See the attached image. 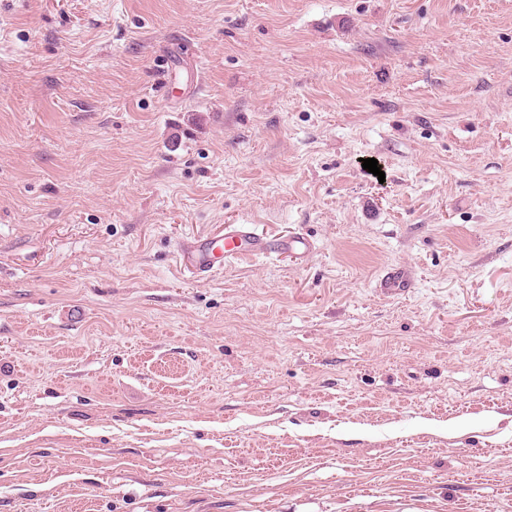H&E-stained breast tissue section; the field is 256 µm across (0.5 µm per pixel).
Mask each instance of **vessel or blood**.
Instances as JSON below:
<instances>
[{
    "instance_id": "obj_1",
    "label": "vessel or blood",
    "mask_w": 512,
    "mask_h": 512,
    "mask_svg": "<svg viewBox=\"0 0 512 512\" xmlns=\"http://www.w3.org/2000/svg\"><path fill=\"white\" fill-rule=\"evenodd\" d=\"M312 250V242L300 234L268 236L256 232L250 224H227L213 232L183 239L177 246V260L181 272L200 280L228 261L244 256L287 255L301 262ZM412 283L410 271L397 267L385 274L381 285L387 292L403 293Z\"/></svg>"
}]
</instances>
